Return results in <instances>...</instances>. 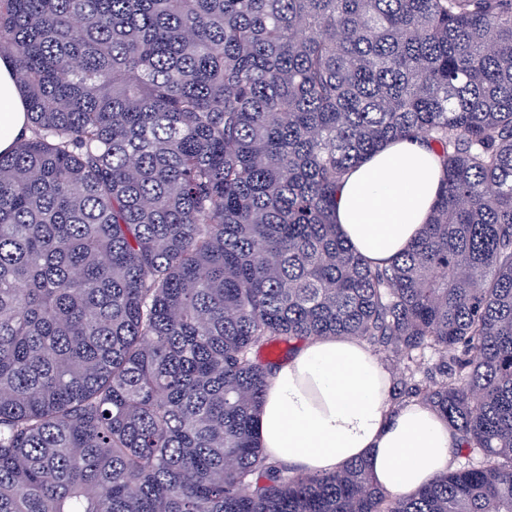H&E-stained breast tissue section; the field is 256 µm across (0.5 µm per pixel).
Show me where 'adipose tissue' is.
<instances>
[{
  "mask_svg": "<svg viewBox=\"0 0 512 512\" xmlns=\"http://www.w3.org/2000/svg\"><path fill=\"white\" fill-rule=\"evenodd\" d=\"M27 128L10 59L0 58V153ZM442 178L440 160L418 139L395 140L353 167L336 195L341 235L372 263L396 258L421 234ZM389 375L349 338L306 341L273 369L260 409L259 443L273 460L329 474L366 460L392 493L433 482L448 468L456 436L418 406L390 412Z\"/></svg>",
  "mask_w": 512,
  "mask_h": 512,
  "instance_id": "obj_1",
  "label": "adipose tissue"
}]
</instances>
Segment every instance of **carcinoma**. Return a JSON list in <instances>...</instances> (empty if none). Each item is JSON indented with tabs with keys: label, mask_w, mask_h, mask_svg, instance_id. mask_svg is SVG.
Segmentation results:
<instances>
[{
	"label": "carcinoma",
	"mask_w": 512,
	"mask_h": 512,
	"mask_svg": "<svg viewBox=\"0 0 512 512\" xmlns=\"http://www.w3.org/2000/svg\"><path fill=\"white\" fill-rule=\"evenodd\" d=\"M2 57L0 512H512V0H0ZM401 137L442 183L377 266L336 194ZM332 336L465 464L271 461L259 352ZM26 128V105L13 75V63L0 58V153L11 152Z\"/></svg>",
	"instance_id": "obj_1"
}]
</instances>
